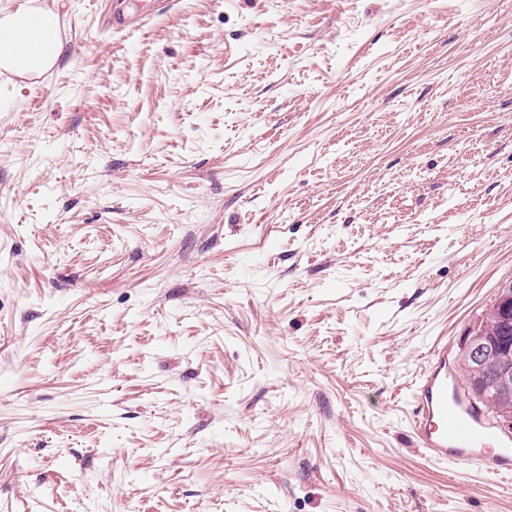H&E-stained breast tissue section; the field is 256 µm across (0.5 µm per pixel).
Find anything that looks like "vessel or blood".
Wrapping results in <instances>:
<instances>
[{
    "label": "vessel or blood",
    "mask_w": 512,
    "mask_h": 512,
    "mask_svg": "<svg viewBox=\"0 0 512 512\" xmlns=\"http://www.w3.org/2000/svg\"><path fill=\"white\" fill-rule=\"evenodd\" d=\"M414 433L438 461L474 463L492 475L512 471V438L497 434L484 413L448 387V350L434 347L415 384Z\"/></svg>",
    "instance_id": "1"
}]
</instances>
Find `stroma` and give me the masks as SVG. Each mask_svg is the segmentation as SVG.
Wrapping results in <instances>:
<instances>
[{"label":"stroma","mask_w":512,"mask_h":512,"mask_svg":"<svg viewBox=\"0 0 512 512\" xmlns=\"http://www.w3.org/2000/svg\"><path fill=\"white\" fill-rule=\"evenodd\" d=\"M0 74V512H512L411 388L512 280V0H58ZM29 5L17 11L0 8V61L14 76L26 80L47 73L61 57L64 45L55 36L59 17L53 7L38 0H27ZM53 22L50 42L44 43L46 22Z\"/></svg>","instance_id":"stroma-1"}]
</instances>
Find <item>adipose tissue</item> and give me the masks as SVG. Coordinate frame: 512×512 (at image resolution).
Listing matches in <instances>:
<instances>
[{
    "mask_svg": "<svg viewBox=\"0 0 512 512\" xmlns=\"http://www.w3.org/2000/svg\"><path fill=\"white\" fill-rule=\"evenodd\" d=\"M54 8L41 0H30L17 11L0 8V65L26 80L47 73L61 57L64 45L59 37L44 40L46 22H58Z\"/></svg>",
    "mask_w": 512,
    "mask_h": 512,
    "instance_id": "adipose-tissue-1",
    "label": "adipose tissue"
}]
</instances>
